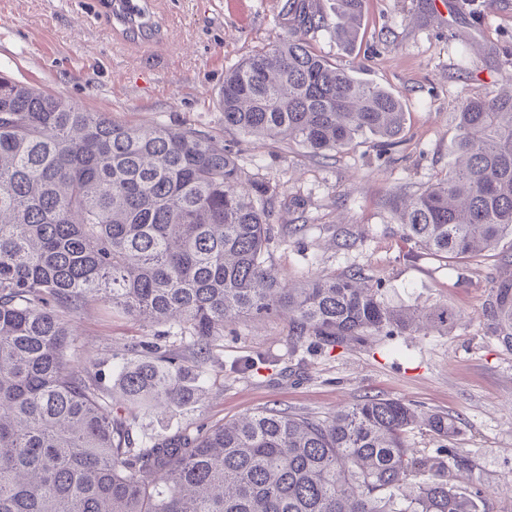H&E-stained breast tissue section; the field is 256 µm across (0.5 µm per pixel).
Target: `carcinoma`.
Segmentation results:
<instances>
[{"label":"carcinoma","instance_id":"1","mask_svg":"<svg viewBox=\"0 0 512 512\" xmlns=\"http://www.w3.org/2000/svg\"><path fill=\"white\" fill-rule=\"evenodd\" d=\"M363 0L331 26L306 0L299 25L224 73V127L339 152L394 144L405 112L385 89L314 53L309 32L354 43ZM448 173L393 200L419 252L469 260L512 238V93L464 96ZM272 188L213 136L135 126L0 74V512H479L481 493L430 477L405 433L446 439L456 421L369 396L323 418L274 409L145 439L140 411L192 412L210 341L243 317L334 346L454 324L446 308L387 306L360 272L299 283L267 265ZM105 313L193 337L194 360L156 343L112 366L75 360L76 324ZM483 317L512 350V273Z\"/></svg>","mask_w":512,"mask_h":512}]
</instances>
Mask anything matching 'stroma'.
Segmentation results:
<instances>
[{"label": "stroma", "mask_w": 512, "mask_h": 512, "mask_svg": "<svg viewBox=\"0 0 512 512\" xmlns=\"http://www.w3.org/2000/svg\"><path fill=\"white\" fill-rule=\"evenodd\" d=\"M287 0H151L155 31L131 40L98 13L95 0H0V74L62 95L90 112L131 125H181L215 135L237 152L247 176L274 189L268 263L294 281L361 272L382 300L405 309L445 307V329L370 336L340 346L295 341L287 322L244 318L212 343L208 393L199 411L140 419L145 436L275 409L323 417L366 396L397 399L456 420L453 440L414 427L406 443L432 475L483 492L486 512H512V351L484 326L483 311L503 241L466 262L409 258L391 201L423 191L448 171L464 95L488 98L512 87V0H365L354 45L308 34L313 52L397 97L401 142L358 139L325 159L296 145L244 138L225 129L224 73L295 28ZM160 340L187 354L189 339L161 326L105 319L90 303L79 322V360L116 362ZM468 467L444 464L443 446Z\"/></svg>", "instance_id": "35a3bbf8"}]
</instances>
